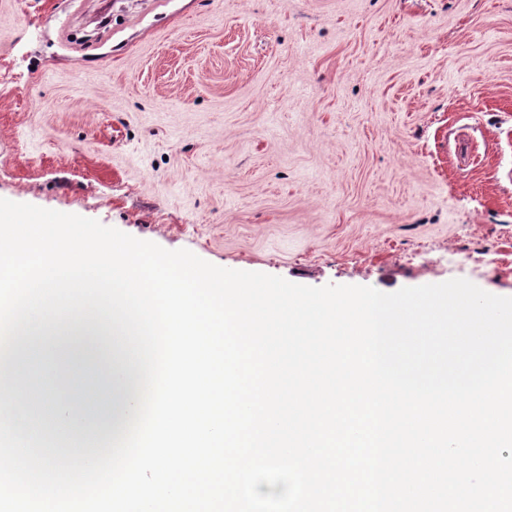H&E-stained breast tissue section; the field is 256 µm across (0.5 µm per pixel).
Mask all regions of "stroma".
Returning a JSON list of instances; mask_svg holds the SVG:
<instances>
[{
    "instance_id": "1",
    "label": "stroma",
    "mask_w": 512,
    "mask_h": 512,
    "mask_svg": "<svg viewBox=\"0 0 512 512\" xmlns=\"http://www.w3.org/2000/svg\"><path fill=\"white\" fill-rule=\"evenodd\" d=\"M0 198L312 287L512 297V0H0Z\"/></svg>"
}]
</instances>
